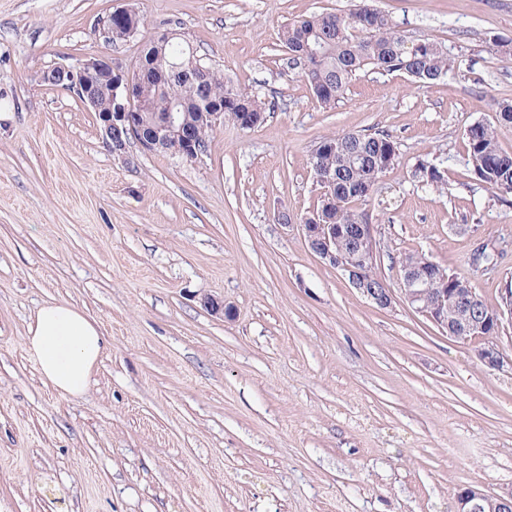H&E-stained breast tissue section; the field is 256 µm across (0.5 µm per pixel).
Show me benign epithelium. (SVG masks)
<instances>
[{"instance_id":"7a95c632","label":"benign epithelium","mask_w":512,"mask_h":512,"mask_svg":"<svg viewBox=\"0 0 512 512\" xmlns=\"http://www.w3.org/2000/svg\"><path fill=\"white\" fill-rule=\"evenodd\" d=\"M141 18L133 8L110 13L101 23L99 33L106 41L116 36L126 39L139 31ZM184 88L195 87L206 74L199 64L187 67L175 66ZM42 81L72 88L77 98L98 117V130L103 143L112 155L126 158L133 142L148 152L166 149L168 142L179 143L178 156L195 159L202 153L200 132L204 128L217 129L224 124V102L209 101L206 111L197 114L191 122L181 116L176 107L164 112L159 127L144 129L138 121L139 107L143 98L141 82L133 76V70L115 63L104 55L88 56L78 65L59 63L42 74ZM109 96V107H99V92ZM309 249L320 261L341 270L352 286L380 309L393 307L403 300L415 312L426 317L448 334V338L463 344L474 345L478 360L490 370L512 368V358L506 357L494 338L506 320H512V288L506 290L501 304L493 307V313L484 315L472 309L448 321V305H462L473 297L475 289L468 280L461 288L448 287V273L432 260L419 266L401 267L399 292H394L383 279L369 283L367 268L377 261V228L373 224H356L344 231L342 224H320L318 217L311 223L300 225ZM351 239L349 250L339 251L336 242L342 236ZM457 512H512V491L504 494H488L471 486L460 489L457 495Z\"/></svg>"}]
</instances>
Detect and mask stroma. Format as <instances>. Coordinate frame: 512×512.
Instances as JSON below:
<instances>
[{
    "mask_svg": "<svg viewBox=\"0 0 512 512\" xmlns=\"http://www.w3.org/2000/svg\"><path fill=\"white\" fill-rule=\"evenodd\" d=\"M359 0H0V512H456L461 487L512 490V370L403 303L382 310L308 248L323 138L385 132L399 159L365 210L376 273L423 253L487 305L512 288V194L476 181L464 132L512 103V0H370L455 64L431 87L359 73L321 109L279 39ZM126 7L174 27L207 66L270 104L185 160L112 156L94 113L42 81L91 55ZM444 162V185L413 181ZM223 302L215 314L205 298ZM106 346L87 392L46 385L25 349L48 302Z\"/></svg>",
    "mask_w": 512,
    "mask_h": 512,
    "instance_id": "1",
    "label": "stroma"
}]
</instances>
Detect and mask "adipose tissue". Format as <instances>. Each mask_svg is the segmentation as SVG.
I'll use <instances>...</instances> for the list:
<instances>
[{"label":"adipose tissue","mask_w":512,"mask_h":512,"mask_svg":"<svg viewBox=\"0 0 512 512\" xmlns=\"http://www.w3.org/2000/svg\"><path fill=\"white\" fill-rule=\"evenodd\" d=\"M26 346L47 384L78 397L89 387L104 341L96 322L84 312L53 302L38 309Z\"/></svg>","instance_id":"obj_1"}]
</instances>
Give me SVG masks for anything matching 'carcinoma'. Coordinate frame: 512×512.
I'll return each mask as SVG.
<instances>
[{
	"label": "carcinoma",
	"mask_w": 512,
	"mask_h": 512,
	"mask_svg": "<svg viewBox=\"0 0 512 512\" xmlns=\"http://www.w3.org/2000/svg\"><path fill=\"white\" fill-rule=\"evenodd\" d=\"M280 41L288 50L290 64L301 68L318 104L330 109L343 94L353 77L368 68L398 72L427 86L447 76L453 59L441 44L424 39L417 47L407 46L390 17L369 5L353 11L314 14L293 20L280 31ZM139 59L149 69L168 68L188 63L191 47L183 41H171L157 50L153 39L143 42ZM145 105L143 118L150 122L174 101L182 87L179 78L161 82L148 74L142 83ZM233 93L253 115L265 118L268 104L224 76L209 69L207 79L183 94L181 111L193 113L198 106L227 93ZM468 164L477 179L502 193H512V154L498 143L497 128L483 122L471 124L465 131ZM399 152L395 141L385 133H346L327 137L315 146L311 168H322L336 175V198L321 199L316 212L324 224H362L368 219L362 205L370 197L377 181L388 166L395 165ZM413 178L437 188L442 186L440 167L419 161Z\"/></svg>",
	"instance_id": "carcinoma-1"
}]
</instances>
